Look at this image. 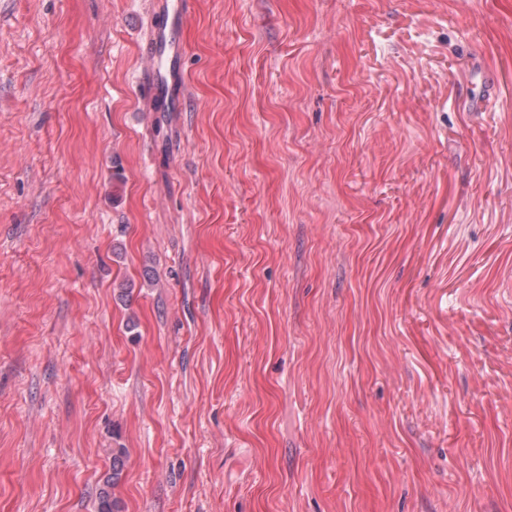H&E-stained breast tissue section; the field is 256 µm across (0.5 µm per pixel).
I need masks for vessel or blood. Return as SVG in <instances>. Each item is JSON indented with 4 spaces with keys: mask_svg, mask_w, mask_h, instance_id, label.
Listing matches in <instances>:
<instances>
[{
    "mask_svg": "<svg viewBox=\"0 0 512 512\" xmlns=\"http://www.w3.org/2000/svg\"><path fill=\"white\" fill-rule=\"evenodd\" d=\"M190 4L191 0H167L147 13L141 53L148 68L139 93L163 108L184 93V47L178 35L189 22Z\"/></svg>",
    "mask_w": 512,
    "mask_h": 512,
    "instance_id": "vessel-or-blood-1",
    "label": "vessel or blood"
}]
</instances>
